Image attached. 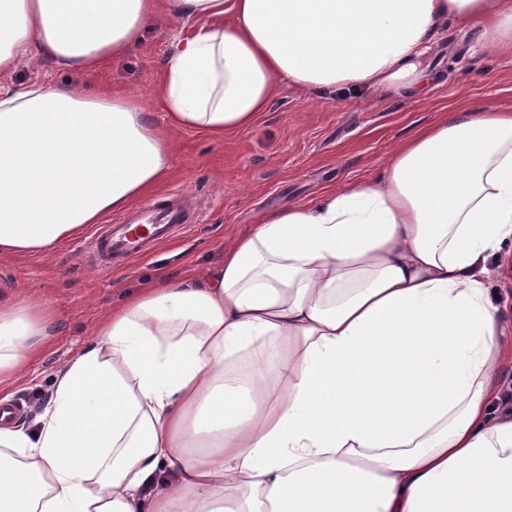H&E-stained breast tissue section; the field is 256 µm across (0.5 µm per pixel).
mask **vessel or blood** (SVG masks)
<instances>
[{
	"mask_svg": "<svg viewBox=\"0 0 512 512\" xmlns=\"http://www.w3.org/2000/svg\"><path fill=\"white\" fill-rule=\"evenodd\" d=\"M184 221L182 204L173 198L164 205L146 207L140 216L130 217L125 223L109 225L106 234L95 238L90 248L101 266L108 267L114 257L138 255L147 243L166 237Z\"/></svg>",
	"mask_w": 512,
	"mask_h": 512,
	"instance_id": "vessel-or-blood-1",
	"label": "vessel or blood"
}]
</instances>
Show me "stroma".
I'll return each mask as SVG.
<instances>
[{"instance_id":"35a3bbf8","label":"stroma","mask_w":512,"mask_h":512,"mask_svg":"<svg viewBox=\"0 0 512 512\" xmlns=\"http://www.w3.org/2000/svg\"><path fill=\"white\" fill-rule=\"evenodd\" d=\"M201 22L159 23L144 33L140 47L109 60L92 73L57 68L50 60L22 58L0 78L5 87L39 77L75 88L97 86L141 98L152 121L165 127L154 105L162 63L173 39ZM474 30L448 28L427 55L432 80L421 98L409 101L369 90L309 94L281 83L268 112L251 128L221 139L174 130L168 137L172 170L140 198L161 205L181 196L188 221L145 254L105 269L87 253L104 218L47 256L0 258V293L37 295L55 311L49 343L26 366L12 391L20 422H29L53 382L58 366L88 342L99 319L125 294L157 275L180 278L214 267L233 236L248 231L265 212L305 203L337 182L366 175L394 146L457 103L473 111L512 106V56H491L477 46Z\"/></svg>"}]
</instances>
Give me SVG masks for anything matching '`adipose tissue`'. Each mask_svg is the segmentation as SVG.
Wrapping results in <instances>:
<instances>
[{
	"label": "adipose tissue",
	"instance_id": "1",
	"mask_svg": "<svg viewBox=\"0 0 512 512\" xmlns=\"http://www.w3.org/2000/svg\"><path fill=\"white\" fill-rule=\"evenodd\" d=\"M158 105L221 139L279 80L415 97L448 27L512 52V0H0V74L93 72L155 19ZM135 96L0 88V257L55 251L171 169ZM512 108L463 107L374 174L264 214L204 276L139 290L57 370L35 428L0 421V512H512ZM48 303L0 296V386Z\"/></svg>",
	"mask_w": 512,
	"mask_h": 512
}]
</instances>
